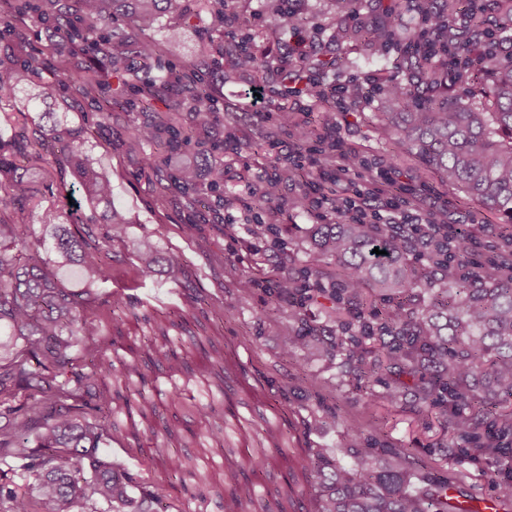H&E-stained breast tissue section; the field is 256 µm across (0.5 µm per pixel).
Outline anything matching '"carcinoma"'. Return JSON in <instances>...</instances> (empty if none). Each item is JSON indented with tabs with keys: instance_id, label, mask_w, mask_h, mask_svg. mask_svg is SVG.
Masks as SVG:
<instances>
[{
	"instance_id": "cac0c4a2",
	"label": "carcinoma",
	"mask_w": 512,
	"mask_h": 512,
	"mask_svg": "<svg viewBox=\"0 0 512 512\" xmlns=\"http://www.w3.org/2000/svg\"><path fill=\"white\" fill-rule=\"evenodd\" d=\"M203 2L224 22V0H0L7 20L0 27V103L37 87L42 58L24 50L23 37L11 21L44 26L73 56L85 63L62 61L55 82L31 95L50 97L55 87L90 97L105 118L132 112L161 92L183 86L185 74L164 59L159 43L136 35L117 38L110 22L117 13L131 16L138 32L152 30L166 17L186 23L197 15L190 3ZM416 34L394 40L388 22L398 16L402 0L382 9L385 23L357 30V38L375 53L392 58V75L378 86L377 116L385 133L404 147L424 171L439 175L470 200L497 210L512 224V57L472 54L473 47L499 40L485 23L476 0H413ZM252 34L230 51V63H246L258 79L266 64L252 47ZM140 60L135 83L112 86L108 77L129 71ZM469 83L470 100L448 91V72ZM190 106L179 102L149 124L134 128L133 144L147 146L142 163L148 168L171 166L175 185L196 190V164L181 162L176 146L195 141L199 154L214 146L204 136L213 93L206 86L187 89ZM22 132L10 149L0 146V205L39 206L40 185L53 173L68 171L86 198L100 210L98 223L107 233L98 237L94 222L76 213L67 196L46 208L41 220L56 225L54 264L33 250L31 225L24 219L0 224V465L34 477L30 486H0V512H68L78 502L98 512L103 502L112 512H147L133 496L123 465L92 456L109 431L130 423L136 451L152 447L151 466L160 478L146 487L143 500L167 512L171 491H189L188 481H213L224 490L221 512H258L262 480L283 474L288 501L295 486L311 488V512H453L448 503L466 475L457 470L423 483L434 465L411 448H391L381 460L361 447L364 426L345 423L340 453L311 448L296 467L280 449L282 433L265 422V438L277 449L272 456L253 443L245 418L228 407L224 426L196 433L185 420L157 427V409L204 419L224 405V383L230 359L211 340L197 335L183 320L181 335H169L170 313L152 308L157 332L151 336L111 335L108 328L125 315L126 297L112 295L107 306L91 304L68 288L59 275L66 266L79 268L95 282L114 279L112 242L125 238L129 221L112 205V182L95 166L86 150L82 127L47 122ZM60 153L54 170L46 155ZM260 225L281 221L273 196L257 200ZM67 219L74 229L60 224ZM386 254L373 253L374 248ZM427 264L412 258L413 249L393 233L371 224H315L310 231L312 259L302 280L277 289V300L299 304L303 285L321 279L323 265L334 266L332 286L319 288L330 319L347 315L359 323L377 347L370 349L347 329L333 336L310 326L296 313L284 337L285 355L319 352L367 386L382 374L394 375L386 400L395 403L407 390L423 403L446 408V424L455 440L450 458L483 462L498 478L492 503L512 500V243L489 256L481 272L472 273L468 253L458 248L444 254L439 243L419 244ZM163 265L177 275L182 255L154 253L141 243L130 288L138 287ZM161 371L171 385L156 383ZM192 438L193 453L172 450ZM226 444L224 462L215 461L212 444ZM351 462L345 463L342 457ZM92 473L83 477L84 469Z\"/></svg>"
}]
</instances>
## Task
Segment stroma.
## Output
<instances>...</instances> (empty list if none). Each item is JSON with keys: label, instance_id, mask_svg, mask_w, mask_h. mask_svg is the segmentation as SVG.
<instances>
[{"label": "stroma", "instance_id": "35a3bbf8", "mask_svg": "<svg viewBox=\"0 0 512 512\" xmlns=\"http://www.w3.org/2000/svg\"><path fill=\"white\" fill-rule=\"evenodd\" d=\"M264 0H228L225 10L250 18L251 33L267 64L266 83H273L280 67L297 68L299 43L310 53L331 61L327 72L330 85L348 87L376 84L388 73L391 62L355 48L343 56L347 36L380 19L378 0L368 8L341 11L336 0H297L304 18L299 28H290L286 16H272ZM212 19L200 14L192 25L170 36L167 25L152 31L154 40L165 47L166 58L177 68L197 67L210 51ZM199 78L210 83L218 97V110L210 126L211 137L223 144L218 155L224 164V203L216 205L207 179H200L198 193L184 196L171 180L170 170L153 175L140 167V155L130 145L133 126L146 121L143 112L119 113L104 120L91 101H70L67 111L56 112L58 120L88 128L92 133L90 154L112 181V201L127 215L130 224L124 241L114 243L112 258L120 263L135 260L140 241L150 240L159 254L179 252L184 266L178 277L158 268L142 288L129 291L128 303L139 310L146 303L181 309L205 324L209 333L232 360V374L224 386L225 398L239 413L254 423L269 418L280 421L289 453L306 456L308 448H337L342 423L359 415L372 400L384 417L381 426L366 427L362 442L366 448L404 446L426 460L444 457L452 444L444 432L441 407L423 406L411 394L399 405L385 399L388 378L360 388L356 380L341 375L326 357L310 359L304 366L284 358L282 338L288 326L287 309L277 308L275 284L281 271L296 273L308 258V233L312 225L338 221L334 212L319 215L296 206L303 193L312 192L318 174L296 172L282 194L284 222L277 233L260 230L254 222L243 221L236 202L246 185L256 183L279 155L280 142L290 140L289 130L275 118L257 119L255 109L244 96L249 76L225 67L223 74L199 69ZM374 95L351 102L339 115L337 154L359 153L368 163L361 175L376 178L375 163L414 176L417 183L448 193L447 184L433 174H420L419 163L405 150L392 144L375 117ZM460 214L472 215L476 242L473 261H483L497 241L499 215L496 210L463 200ZM191 234H184V227ZM222 299L230 317L219 318L210 310L214 299Z\"/></svg>", "mask_w": 512, "mask_h": 512}]
</instances>
